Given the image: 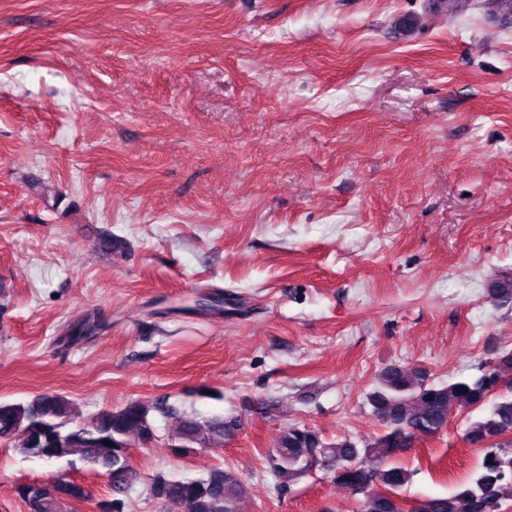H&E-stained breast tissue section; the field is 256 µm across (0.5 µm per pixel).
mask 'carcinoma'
<instances>
[{
	"instance_id": "obj_1",
	"label": "carcinoma",
	"mask_w": 512,
	"mask_h": 512,
	"mask_svg": "<svg viewBox=\"0 0 512 512\" xmlns=\"http://www.w3.org/2000/svg\"><path fill=\"white\" fill-rule=\"evenodd\" d=\"M466 0H432L428 12L454 16ZM368 402L383 426L364 441L349 436L325 441L306 425L293 424L280 434L267 455V464L283 486L319 470L364 500L361 512H405L399 490L411 472L399 457L421 436H436L448 425L452 409L491 404L487 415L471 422L464 438L484 448L474 475L447 497L415 502L413 512H500L502 500L512 497V351L501 353L480 367L475 378L448 384L430 380L417 370L392 367L383 371ZM171 411L164 401L133 400L118 410H103L87 421H77L71 402L59 394H43L30 403L0 402V439H12L17 449L43 460L75 452L90 465H102L109 474L112 502H120L137 480L128 457L130 438L152 442L150 414ZM237 419L221 415L181 421L168 448L185 456L195 448H222L238 430ZM156 496L180 505L185 512H241L243 481L235 474L214 469L207 476L174 480L154 478ZM26 512H63L65 502L87 497V490L62 475L46 486H18Z\"/></svg>"
}]
</instances>
